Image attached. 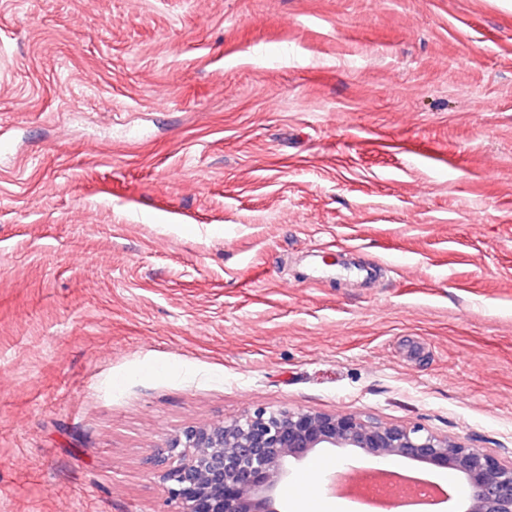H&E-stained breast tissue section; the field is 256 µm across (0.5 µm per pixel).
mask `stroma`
Segmentation results:
<instances>
[{
	"label": "stroma",
	"mask_w": 512,
	"mask_h": 512,
	"mask_svg": "<svg viewBox=\"0 0 512 512\" xmlns=\"http://www.w3.org/2000/svg\"><path fill=\"white\" fill-rule=\"evenodd\" d=\"M258 408L512 458V0H0V512Z\"/></svg>",
	"instance_id": "1"
}]
</instances>
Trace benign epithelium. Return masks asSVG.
<instances>
[{
  "label": "benign epithelium",
  "instance_id": "1",
  "mask_svg": "<svg viewBox=\"0 0 512 512\" xmlns=\"http://www.w3.org/2000/svg\"><path fill=\"white\" fill-rule=\"evenodd\" d=\"M323 448H356L379 461L410 460L461 474L466 512H512V462L421 425L380 424L355 413L258 408L190 425L153 459L177 512H275L291 461Z\"/></svg>",
  "mask_w": 512,
  "mask_h": 512
}]
</instances>
